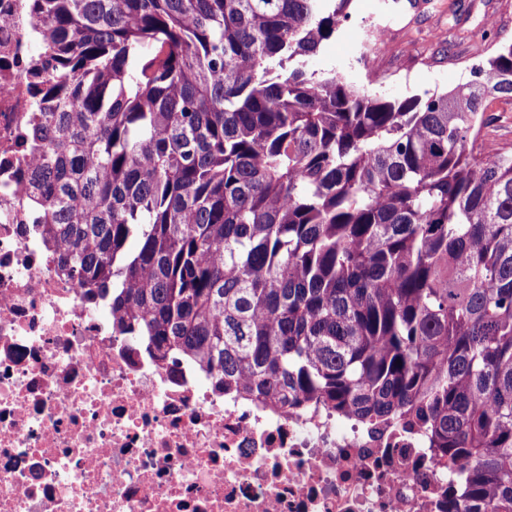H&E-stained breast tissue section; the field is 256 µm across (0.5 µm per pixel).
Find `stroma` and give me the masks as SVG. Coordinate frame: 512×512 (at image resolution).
<instances>
[{
    "mask_svg": "<svg viewBox=\"0 0 512 512\" xmlns=\"http://www.w3.org/2000/svg\"><path fill=\"white\" fill-rule=\"evenodd\" d=\"M378 27L390 35L381 60L390 77L379 84L359 62ZM509 42L512 0H356L350 18L312 66L346 70L356 83L401 99L470 81L472 69ZM486 115L480 136L484 152L512 148V101H490Z\"/></svg>",
    "mask_w": 512,
    "mask_h": 512,
    "instance_id": "1",
    "label": "stroma"
}]
</instances>
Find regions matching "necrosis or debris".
I'll return each mask as SVG.
<instances>
[{"label":"necrosis or debris","instance_id":"necrosis-or-debris-1","mask_svg":"<svg viewBox=\"0 0 512 512\" xmlns=\"http://www.w3.org/2000/svg\"><path fill=\"white\" fill-rule=\"evenodd\" d=\"M32 0H0V512H457L427 439L264 407L152 357L58 272L34 202Z\"/></svg>","mask_w":512,"mask_h":512}]
</instances>
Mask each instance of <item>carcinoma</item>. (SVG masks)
<instances>
[{"instance_id": "carcinoma-1", "label": "carcinoma", "mask_w": 512, "mask_h": 512, "mask_svg": "<svg viewBox=\"0 0 512 512\" xmlns=\"http://www.w3.org/2000/svg\"><path fill=\"white\" fill-rule=\"evenodd\" d=\"M353 0H37L30 133L59 270L164 361L402 422L512 512V44L403 100L309 70ZM487 125L481 132L479 143L485 153H495L501 148H512V103L506 98L489 102Z\"/></svg>"}]
</instances>
